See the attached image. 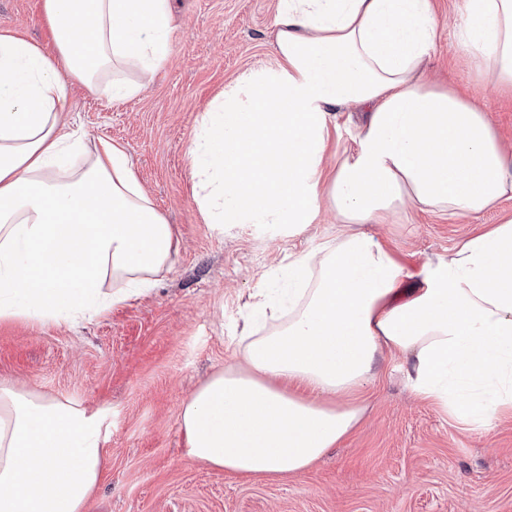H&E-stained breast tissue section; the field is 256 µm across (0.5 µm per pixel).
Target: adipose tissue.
Instances as JSON below:
<instances>
[{
	"instance_id": "obj_1",
	"label": "adipose tissue",
	"mask_w": 512,
	"mask_h": 512,
	"mask_svg": "<svg viewBox=\"0 0 512 512\" xmlns=\"http://www.w3.org/2000/svg\"><path fill=\"white\" fill-rule=\"evenodd\" d=\"M54 55L0 35V321L100 316L145 295L178 250L125 147L61 117L68 81L136 95L123 70L160 69L170 0H41ZM457 42L477 81L512 91V0H460ZM430 0H278L277 70L229 92L189 151L212 224L340 220L288 263L282 301L254 306L236 365L183 403L185 455L243 478L295 477L360 424L356 393L384 354L411 392L471 423L512 414V218L429 261L415 287L366 227L406 207L475 217L512 198V155L478 101L425 81ZM369 109L332 173L337 112ZM104 417L0 385V512H83L101 476Z\"/></svg>"
}]
</instances>
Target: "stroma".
<instances>
[{"label":"stroma","instance_id":"1","mask_svg":"<svg viewBox=\"0 0 512 512\" xmlns=\"http://www.w3.org/2000/svg\"><path fill=\"white\" fill-rule=\"evenodd\" d=\"M171 51L144 89L109 101L71 81L67 119L130 155L179 242L147 295L79 326L0 322V382L106 416L101 479L85 512H512V417L460 422L416 397L400 359L383 356L361 395L359 427L306 473L248 480L184 455L180 409L212 372L236 363L253 295L291 257L336 234L322 213L298 232L211 224L194 200L189 150L201 116L252 72L273 69L277 0H172ZM438 39L425 72L479 98L512 144V94L476 84L453 37L458 0H431ZM52 51L41 0H0V34ZM512 217V199L479 219L412 212L370 230L419 273L430 259Z\"/></svg>","mask_w":512,"mask_h":512}]
</instances>
